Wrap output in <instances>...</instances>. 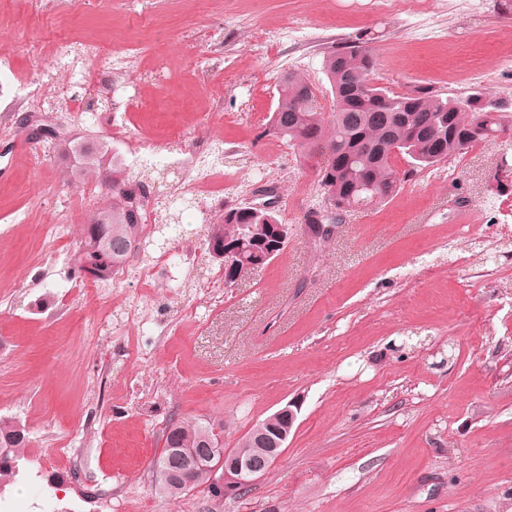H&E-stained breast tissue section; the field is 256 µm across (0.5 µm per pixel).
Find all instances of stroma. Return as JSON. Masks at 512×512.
<instances>
[{"mask_svg": "<svg viewBox=\"0 0 512 512\" xmlns=\"http://www.w3.org/2000/svg\"><path fill=\"white\" fill-rule=\"evenodd\" d=\"M294 26L301 39L283 38ZM358 37L394 92L484 88L512 116V18L496 0H423L413 15L388 0H97L53 14L0 0L10 70L0 109L8 82L53 65L57 39L133 48L138 79L121 94L143 109L108 124L66 112L54 122L107 143L130 175L169 194L195 147L222 137L226 190L214 210L273 184L293 227L278 257L228 288L201 204L183 206L181 237L164 234L144 254H176L160 280L86 307L69 259L101 203L98 180L72 178L19 121L0 125V416L31 433L0 496L42 488L31 512H512V134L431 171L395 156L406 173L398 194L312 242L299 225L319 199L315 164L266 124L289 71L331 108L322 60ZM201 61L219 68L206 92ZM174 127L183 139L166 140ZM134 139L160 141L175 178L135 158ZM60 212L71 233L54 245L33 228ZM140 308L147 318L131 321ZM292 401L284 453L243 497L160 492L152 463L169 423L223 421L232 448Z\"/></svg>", "mask_w": 512, "mask_h": 512, "instance_id": "1", "label": "stroma"}]
</instances>
